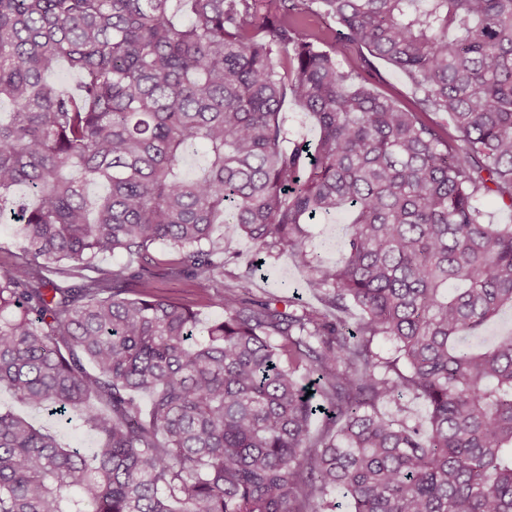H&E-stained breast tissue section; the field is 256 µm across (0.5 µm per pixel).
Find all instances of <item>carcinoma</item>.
Segmentation results:
<instances>
[{"instance_id": "obj_1", "label": "carcinoma", "mask_w": 512, "mask_h": 512, "mask_svg": "<svg viewBox=\"0 0 512 512\" xmlns=\"http://www.w3.org/2000/svg\"><path fill=\"white\" fill-rule=\"evenodd\" d=\"M376 59L411 102L373 89ZM63 60L75 91L47 80ZM288 96L314 142L288 137ZM1 101L20 230L0 391L95 448L0 411V512H336L338 491L350 512H512V335L464 343L512 307V225L481 205L512 211V0H0ZM343 211L332 265L308 225ZM218 224L290 254L321 306L224 282ZM117 254L138 265H96ZM160 278L223 315L199 327ZM404 395L426 425L383 410Z\"/></svg>"}]
</instances>
